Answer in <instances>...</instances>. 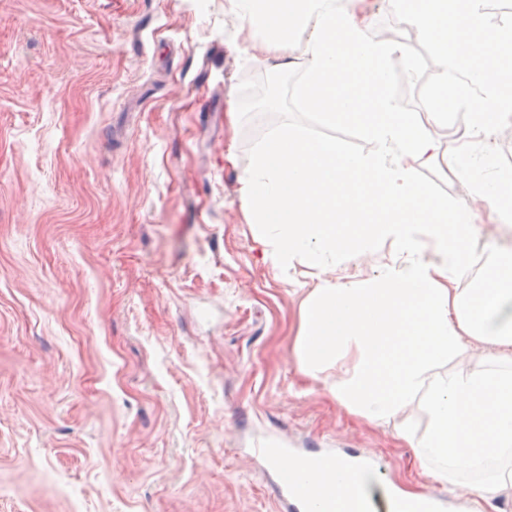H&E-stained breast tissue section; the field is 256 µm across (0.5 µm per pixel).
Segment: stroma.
<instances>
[{
  "instance_id": "35a3bbf8",
  "label": "stroma",
  "mask_w": 512,
  "mask_h": 512,
  "mask_svg": "<svg viewBox=\"0 0 512 512\" xmlns=\"http://www.w3.org/2000/svg\"><path fill=\"white\" fill-rule=\"evenodd\" d=\"M224 2L0 0V512H276L259 443L431 488L294 363L307 278L263 260L240 177L285 116L366 143ZM407 45L388 92L421 117L433 49Z\"/></svg>"
}]
</instances>
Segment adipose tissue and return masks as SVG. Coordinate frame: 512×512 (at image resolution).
Wrapping results in <instances>:
<instances>
[{
    "label": "adipose tissue",
    "instance_id": "ef3b65f1",
    "mask_svg": "<svg viewBox=\"0 0 512 512\" xmlns=\"http://www.w3.org/2000/svg\"><path fill=\"white\" fill-rule=\"evenodd\" d=\"M260 34L274 70L296 68L305 100L325 124L373 110L365 149L312 137L290 120L270 128L240 177L243 217L266 260L309 270L293 357L348 415L391 428L420 470L449 493L466 490L470 512H493L512 494V253L492 247L484 225L512 232L498 200L512 172L500 169L495 138L512 125V96L488 80L489 51L512 57V27L490 28L486 0L466 15L448 0H389L400 21L435 49L441 88L462 87L470 119L448 169L464 199H432L420 168L442 155L435 127L382 93L405 45L369 33L366 0H226ZM470 36L457 41L459 21ZM375 257L368 273L348 260ZM289 479L336 512L347 500L340 467L285 462Z\"/></svg>",
    "mask_w": 512,
    "mask_h": 512
}]
</instances>
